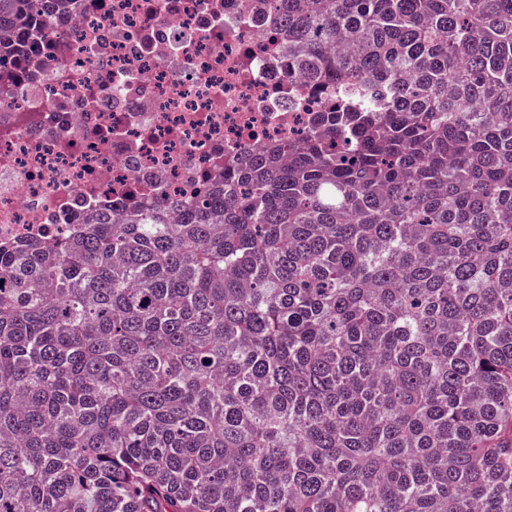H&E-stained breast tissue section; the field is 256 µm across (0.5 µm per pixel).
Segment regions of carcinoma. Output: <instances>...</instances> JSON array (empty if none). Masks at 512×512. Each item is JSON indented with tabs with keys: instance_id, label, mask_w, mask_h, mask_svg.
I'll return each instance as SVG.
<instances>
[{
	"instance_id": "cac0c4a2",
	"label": "carcinoma",
	"mask_w": 512,
	"mask_h": 512,
	"mask_svg": "<svg viewBox=\"0 0 512 512\" xmlns=\"http://www.w3.org/2000/svg\"><path fill=\"white\" fill-rule=\"evenodd\" d=\"M258 8L307 131L0 245V512H512V0Z\"/></svg>"
}]
</instances>
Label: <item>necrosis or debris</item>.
Instances as JSON below:
<instances>
[{"label":"necrosis or debris","instance_id":"obj_1","mask_svg":"<svg viewBox=\"0 0 512 512\" xmlns=\"http://www.w3.org/2000/svg\"><path fill=\"white\" fill-rule=\"evenodd\" d=\"M0 35V243L196 198L327 99L249 0H34Z\"/></svg>","mask_w":512,"mask_h":512}]
</instances>
